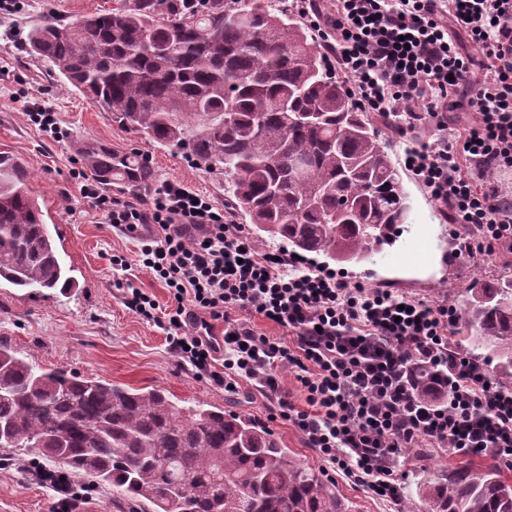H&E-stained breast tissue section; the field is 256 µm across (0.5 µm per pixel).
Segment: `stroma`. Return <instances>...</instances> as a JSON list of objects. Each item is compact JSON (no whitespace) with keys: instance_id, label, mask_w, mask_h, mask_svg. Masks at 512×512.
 Listing matches in <instances>:
<instances>
[{"instance_id":"1","label":"stroma","mask_w":512,"mask_h":512,"mask_svg":"<svg viewBox=\"0 0 512 512\" xmlns=\"http://www.w3.org/2000/svg\"><path fill=\"white\" fill-rule=\"evenodd\" d=\"M119 0H22L19 9L0 13V153L24 159L29 185L49 208V221L63 234L61 253L79 286L50 294L17 288L0 280V341L30 363L62 369L77 376H96L129 387L161 388L183 404L205 402L246 415L264 424L293 455L316 469L324 464L305 448L289 423L272 419L267 401L247 384L224 391L209 379L180 369L170 353L166 333L142 320L123 303L128 287L153 295L160 308L171 300L165 286L136 264L138 243L111 225L100 223L80 193L81 166L71 149L77 137H89L146 157L157 184L173 182L224 202V177L201 169L186 151L151 144L113 119L73 88L51 75L24 49L33 23L43 17L62 22L118 6ZM56 113L60 140L43 135L28 114L40 105ZM379 139L401 167L410 215L394 245L371 260L337 263L311 256L312 265L342 274L365 287L390 288L437 304L453 300L463 308L462 288L475 281L512 276V256L489 255L469 262L453 255L448 219L439 205L404 169L401 138L379 125ZM125 255L129 270L113 269L111 257ZM34 452L0 450V512H53L54 496L29 474ZM463 458L438 448H417L403 457L404 492L413 494L418 479L453 470Z\"/></svg>"}]
</instances>
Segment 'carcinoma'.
I'll return each instance as SVG.
<instances>
[{
  "instance_id": "cac0c4a2",
  "label": "carcinoma",
  "mask_w": 512,
  "mask_h": 512,
  "mask_svg": "<svg viewBox=\"0 0 512 512\" xmlns=\"http://www.w3.org/2000/svg\"><path fill=\"white\" fill-rule=\"evenodd\" d=\"M26 52L145 139L224 173L235 213L296 253L367 261L395 242L409 206L373 124L325 68L309 31L265 0H121L29 30ZM74 150L102 188L140 193L153 167L92 138ZM27 163L0 153V278L76 287ZM456 330L512 385V278L465 288ZM108 485L130 512H352L261 423L181 406L165 390L35 366L0 342V448ZM489 457L422 479L423 512H512V482Z\"/></svg>"
}]
</instances>
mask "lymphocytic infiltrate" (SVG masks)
<instances>
[{
    "mask_svg": "<svg viewBox=\"0 0 512 512\" xmlns=\"http://www.w3.org/2000/svg\"><path fill=\"white\" fill-rule=\"evenodd\" d=\"M300 14L351 97L390 119L406 167L450 223L481 229L477 246L454 237L455 257L512 253V189L487 182L512 171V0H335L329 12L304 5ZM453 25L484 60L461 51ZM450 110L470 117L452 141ZM425 125L437 135L421 142L414 133ZM80 191L103 223L137 239L138 264L171 299L163 310L134 288L125 306L166 330L180 368L228 391L254 385L332 476L398 505L403 449L493 454L512 466V389L453 346V305L368 288L298 255L258 254L222 207L178 184L133 200L89 180ZM255 317L282 336L257 331ZM420 366L435 372L428 402L413 382ZM282 369L301 385L304 407L282 387Z\"/></svg>",
    "mask_w": 512,
    "mask_h": 512,
    "instance_id": "lymphocytic-infiltrate-1",
    "label": "lymphocytic infiltrate"
}]
</instances>
